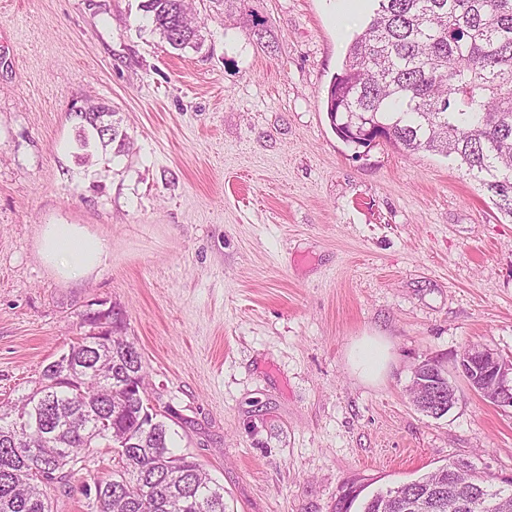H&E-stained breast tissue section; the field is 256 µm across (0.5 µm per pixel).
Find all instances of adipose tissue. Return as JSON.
Returning a JSON list of instances; mask_svg holds the SVG:
<instances>
[{"label": "adipose tissue", "mask_w": 512, "mask_h": 512, "mask_svg": "<svg viewBox=\"0 0 512 512\" xmlns=\"http://www.w3.org/2000/svg\"><path fill=\"white\" fill-rule=\"evenodd\" d=\"M39 252L43 261L67 280L94 273L106 257L103 240L75 224L45 225Z\"/></svg>", "instance_id": "adipose-tissue-1"}]
</instances>
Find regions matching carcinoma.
<instances>
[{
	"mask_svg": "<svg viewBox=\"0 0 512 512\" xmlns=\"http://www.w3.org/2000/svg\"><path fill=\"white\" fill-rule=\"evenodd\" d=\"M365 30L349 46L326 96L329 121L345 142L381 136L409 151L453 156L512 218V0H374ZM154 30L172 47L197 41L187 0H145ZM104 105L84 110L95 141ZM91 333L47 364L21 404L0 410V512H52L47 487L96 441L117 456L112 478L95 483L96 512H226L224 487L189 456L175 453L171 426L154 412L141 353L110 308L88 311ZM426 380L445 374L420 364ZM404 485L407 506L380 489L357 512H414L434 501L483 498L479 512H512V489L494 488L469 463Z\"/></svg>",
	"mask_w": 512,
	"mask_h": 512,
	"instance_id": "1",
	"label": "carcinoma"
}]
</instances>
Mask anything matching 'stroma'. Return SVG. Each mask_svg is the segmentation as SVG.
<instances>
[{"label":"stroma","instance_id":"obj_1","mask_svg":"<svg viewBox=\"0 0 512 512\" xmlns=\"http://www.w3.org/2000/svg\"><path fill=\"white\" fill-rule=\"evenodd\" d=\"M143 2L0 0V402L101 304L226 512H343L451 459L507 486L512 408L457 375L436 418L410 388L472 345L512 360V218L454 160L333 130L327 88L370 0L346 22L340 0H192L204 41L182 50ZM97 104L128 140L90 161L76 112ZM48 224L103 239L104 266L59 277ZM364 336L388 346L373 381L351 363ZM114 467L82 452L52 512H93Z\"/></svg>","mask_w":512,"mask_h":512}]
</instances>
